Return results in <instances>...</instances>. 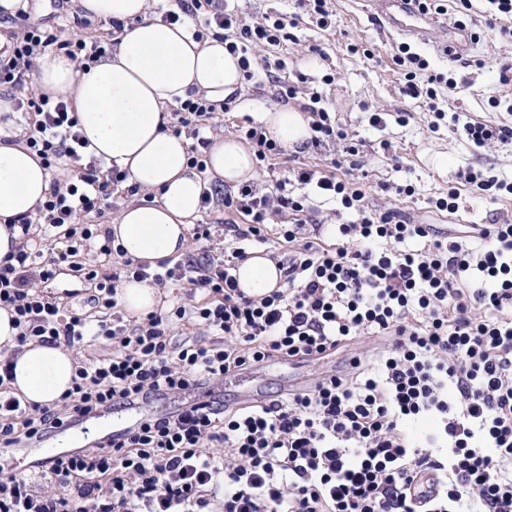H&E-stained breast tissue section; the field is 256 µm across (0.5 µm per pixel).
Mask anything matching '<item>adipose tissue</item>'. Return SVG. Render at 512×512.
<instances>
[{
  "instance_id": "adipose-tissue-1",
  "label": "adipose tissue",
  "mask_w": 512,
  "mask_h": 512,
  "mask_svg": "<svg viewBox=\"0 0 512 512\" xmlns=\"http://www.w3.org/2000/svg\"><path fill=\"white\" fill-rule=\"evenodd\" d=\"M158 0H79L92 19L119 21L124 30L112 53L90 71L80 72L60 52L39 56L36 88L72 99L77 129L98 158L127 170L129 184L140 197L120 210L111 230L125 257L157 266L188 249L187 232L201 210L206 189L216 182L231 186L257 177L253 151L239 139L213 136L206 170L188 165V142L168 130L166 108L174 99H187L189 90L220 104L242 90L243 72L223 40L195 42L189 24L170 25L153 16ZM271 136L284 147L299 150L310 141L308 117L293 107L264 112ZM51 176L25 142L0 141V258L10 252L11 236L4 224L11 217L35 216L45 201ZM235 275L250 297L279 287L275 261L254 252L240 262ZM158 289L149 282L124 280L118 303L132 316L154 311ZM12 314L0 308V363L11 362L9 395L20 403L50 405L71 389L76 358L65 348L34 341L17 345Z\"/></svg>"
}]
</instances>
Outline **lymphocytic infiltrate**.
<instances>
[{
  "mask_svg": "<svg viewBox=\"0 0 512 512\" xmlns=\"http://www.w3.org/2000/svg\"><path fill=\"white\" fill-rule=\"evenodd\" d=\"M231 0H178L164 20L191 19L222 35L239 55L245 79L271 75L252 46L286 40L283 18L247 24ZM20 30L0 55V86L23 87L37 57L58 46L79 69L101 61L108 44L66 37L16 13ZM407 96L419 100L428 127L452 123L469 145L512 142V127L471 113H447L443 90L452 75L400 44L393 56ZM26 144L45 169L67 163L76 180L53 186L35 220L20 219L22 243L0 259V308H8L19 342L74 350L103 341L106 358L79 363L59 402L21 406L0 399V512H512V224L481 229V245L413 224L369 205L360 182L297 166L292 175L316 194L340 200L358 221L338 228L336 243H299L311 212L308 197L276 181L272 190L246 183L225 194L222 258L161 262L157 269L123 257L86 215L104 216L127 174L86 151L70 103L29 97ZM204 96L169 106V127L191 141L188 163L206 168ZM308 112L313 147L345 145L349 133L313 91ZM244 223H237L235 215ZM286 223L282 284L247 297L233 271L252 246L265 244L271 220ZM93 288L94 309L67 310L47 287L61 270ZM161 288L204 291L207 300L177 299L166 311L128 323L117 315L126 278ZM193 324L210 335L176 339ZM374 347L352 357L347 373H320L303 388L238 405L216 388L239 371L275 359L320 361L354 341ZM206 389L208 402L192 400ZM182 397L170 411L140 418L123 437L104 436L55 454L37 480L10 465L23 448L117 407Z\"/></svg>",
  "mask_w": 512,
  "mask_h": 512,
  "instance_id": "1",
  "label": "lymphocytic infiltrate"
}]
</instances>
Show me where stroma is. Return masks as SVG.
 <instances>
[{"label": "stroma", "instance_id": "1", "mask_svg": "<svg viewBox=\"0 0 512 512\" xmlns=\"http://www.w3.org/2000/svg\"><path fill=\"white\" fill-rule=\"evenodd\" d=\"M334 5L335 17L330 28L322 29L309 20H300L293 30L294 41L273 50L272 55L285 62L277 73L281 81H293L301 76L307 87L322 94L328 111L334 112L337 120L353 134L361 165L350 168L342 150L336 147L302 151L300 162L319 171L338 167L340 173L363 183L373 208L394 210L410 222L431 224L454 236L465 238L480 226L512 222V198L491 201L465 190L456 213L439 212L432 207V197L446 192L449 185L457 183L459 174L473 169L490 167L499 178L512 181V144L476 150L461 139L454 128L431 132L422 104L404 93L392 60L399 37L381 29L378 22L368 16L360 0H334ZM28 11L32 19L46 28L63 27L68 34L88 41L112 35L111 25L98 20L74 25L75 0H29ZM454 25L453 16L440 17L427 43H415V50L427 57L432 69L454 71L460 91L451 97L450 103L456 111L471 112L493 123L512 126V113L487 105L490 97L502 92L500 66L512 59V41H500L495 32L482 30L479 42L464 51L463 61L456 62L441 49L448 37L454 35ZM351 43L373 49L375 59L368 61L351 54L347 49ZM328 74L334 77L329 85L323 81ZM272 91L269 82H245L243 94L231 110L216 115L215 121L222 134L235 138L249 122H260L263 112L273 107L269 100ZM374 109L385 113L383 124H371L370 112ZM399 112L408 113L406 123L396 122L395 115ZM433 152L447 155V168L437 169L427 162V154ZM406 184L412 185L413 195L400 193V186ZM287 189L295 195L309 196L311 201V221L301 235L302 241L333 244L336 237L327 233V226L347 224L355 219L339 200L312 195L310 187L289 182ZM358 351V346L354 345L321 362L285 361L260 365L263 393L277 394L287 389L289 381L294 379L306 384L321 372L346 370L350 357ZM115 418V413L108 412L56 433L43 443L22 449L17 454L15 474L30 477L29 467L41 459L43 448L60 453L111 433Z\"/></svg>", "mask_w": 512, "mask_h": 512}]
</instances>
